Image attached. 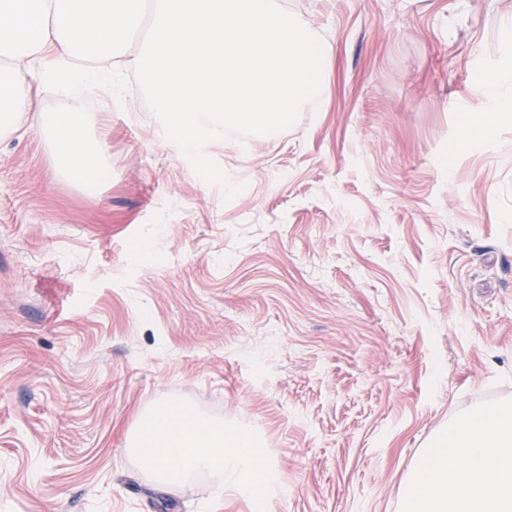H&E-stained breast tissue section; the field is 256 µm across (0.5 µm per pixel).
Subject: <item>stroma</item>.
<instances>
[{
  "instance_id": "stroma-1",
  "label": "stroma",
  "mask_w": 512,
  "mask_h": 512,
  "mask_svg": "<svg viewBox=\"0 0 512 512\" xmlns=\"http://www.w3.org/2000/svg\"><path fill=\"white\" fill-rule=\"evenodd\" d=\"M332 55L285 131L208 143L92 95L110 175L0 140V512H404L422 448L512 404V123L461 139L512 62V0H279ZM178 400L250 428L275 482L171 493L128 454Z\"/></svg>"
}]
</instances>
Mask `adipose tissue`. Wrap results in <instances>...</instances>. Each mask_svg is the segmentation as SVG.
Instances as JSON below:
<instances>
[{"instance_id": "ef3b65f1", "label": "adipose tissue", "mask_w": 512, "mask_h": 512, "mask_svg": "<svg viewBox=\"0 0 512 512\" xmlns=\"http://www.w3.org/2000/svg\"><path fill=\"white\" fill-rule=\"evenodd\" d=\"M484 88L493 110L472 125L488 130L511 122L512 66L490 70ZM131 442L160 487L208 471L218 478L216 495L231 488L259 503L268 492L264 451L249 428L166 402L141 416ZM405 512H512V406L461 416L439 432L417 462Z\"/></svg>"}]
</instances>
